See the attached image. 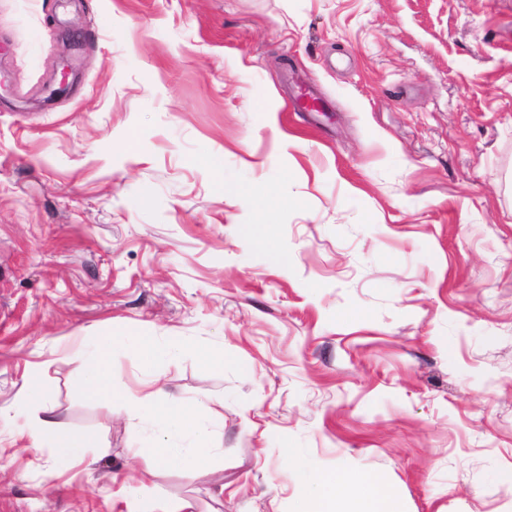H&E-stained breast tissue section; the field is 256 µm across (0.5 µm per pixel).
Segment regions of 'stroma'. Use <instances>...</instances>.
Segmentation results:
<instances>
[{"mask_svg": "<svg viewBox=\"0 0 512 512\" xmlns=\"http://www.w3.org/2000/svg\"><path fill=\"white\" fill-rule=\"evenodd\" d=\"M249 184L294 200L268 231ZM106 336L205 401L212 471L85 389ZM337 470L512 512V0H0V512H293ZM130 341L149 365L176 360L183 352V346L175 340L162 343L152 336H130ZM34 442L46 439L57 455L80 459V449L93 446L90 436L73 437L60 431L58 422L51 417L41 418L32 433Z\"/></svg>", "mask_w": 512, "mask_h": 512, "instance_id": "stroma-1", "label": "stroma"}]
</instances>
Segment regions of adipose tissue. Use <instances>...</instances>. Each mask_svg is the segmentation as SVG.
Wrapping results in <instances>:
<instances>
[{
  "label": "adipose tissue",
  "mask_w": 512,
  "mask_h": 512,
  "mask_svg": "<svg viewBox=\"0 0 512 512\" xmlns=\"http://www.w3.org/2000/svg\"><path fill=\"white\" fill-rule=\"evenodd\" d=\"M111 340H102L97 355L85 372L88 391L142 412L157 430L145 441L140 454L159 466L193 474L210 468L215 462L213 423L199 404L170 396L157 379H150L142 395H134L114 384L108 362ZM33 441H49L57 455L79 459L81 449L92 446L89 436L73 437L60 431L52 418L40 419L32 433ZM303 494L295 512H336V501L346 490L356 492L355 512H384V491L368 474L338 471L314 479L300 478Z\"/></svg>",
  "instance_id": "1"
}]
</instances>
